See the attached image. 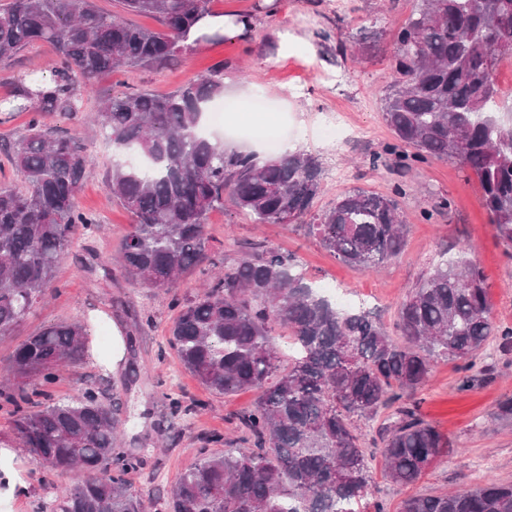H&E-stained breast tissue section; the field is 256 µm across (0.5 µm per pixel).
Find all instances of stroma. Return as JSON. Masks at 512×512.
I'll use <instances>...</instances> for the list:
<instances>
[{
    "instance_id": "35a3bbf8",
    "label": "stroma",
    "mask_w": 512,
    "mask_h": 512,
    "mask_svg": "<svg viewBox=\"0 0 512 512\" xmlns=\"http://www.w3.org/2000/svg\"><path fill=\"white\" fill-rule=\"evenodd\" d=\"M413 6L414 0H212L213 10L228 19L249 16L251 28L229 29L223 39L203 40L159 71L127 69L101 75L95 94L107 97L129 89L168 93L220 65L225 100L241 106L230 115L233 125L264 127L279 135L280 150L302 151L321 162L323 191L314 202L315 211L328 209L338 194L355 188L387 194L396 181L408 184L399 200L408 220L405 247L381 271L341 262L306 228L255 224L229 204L208 217L217 263L235 262L258 241L292 252L309 281L344 290L350 307H365L390 330L399 302L440 254L467 242L471 258L484 273L495 323L512 327V248L495 238L479 203L476 178L449 161L418 164L403 177L367 163L369 155L395 141L382 118L379 98L395 48L393 35ZM282 30L291 36L292 52H284L279 42ZM361 39L368 41L369 49L357 61L350 50ZM340 43L348 55L337 54ZM55 57L54 48L43 43L0 68V98L14 77L48 72ZM331 111L341 113L356 131L346 144H336L318 127L322 114ZM46 121L55 129L79 133L89 144L91 162L76 202L81 210L95 214L99 224L84 246L74 247L60 261L55 290L9 334L0 335V379L8 376L12 352L28 336L51 323H83L85 357L77 366L60 368L53 396L67 399L81 385L98 387L122 424L119 450L135 451L145 459L142 468L127 474L129 486L145 500L149 512H170L169 492L199 459L204 437L241 436L239 417L253 407L257 393H209L182 367L169 346V329L177 314L172 300L195 296L200 274L183 276L168 291L123 276L109 257L128 231L131 216L106 189L112 147L90 121L58 112ZM443 198L447 209L435 210ZM428 209L433 216L426 220L421 213ZM473 373L477 382L463 391L458 387L459 362L432 361L429 381L415 396L417 415L447 435L452 450L414 485H397L384 475L379 430L391 409L358 420L372 471L365 512H372L378 502L389 512H398L409 496L469 488L488 480L512 483V416L500 414L501 404L512 399V347L490 343L477 356ZM169 395L187 406L182 418L170 419L165 405ZM11 464L27 492L1 503L0 512H39L68 483L56 473L35 471L23 449H16Z\"/></svg>"
}]
</instances>
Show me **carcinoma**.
I'll return each instance as SVG.
<instances>
[{"mask_svg": "<svg viewBox=\"0 0 512 512\" xmlns=\"http://www.w3.org/2000/svg\"><path fill=\"white\" fill-rule=\"evenodd\" d=\"M126 14L150 16L148 29L100 11L94 0L0 3V63L38 42L57 60L50 74L11 81L0 112L27 113L25 133L0 144L20 183L0 182V335L12 331L53 289L56 268L76 231L96 219L76 205L90 162L77 134L58 135L44 114L84 111L95 81L124 68H160L187 48L191 28L212 0H117ZM381 97L382 116L402 147H391L405 174L429 159L451 161L477 178L480 205L497 238L512 247V112L497 111L496 72L512 44V0H418L394 36ZM222 69L156 95L132 90L97 102L96 121L115 159L107 186L133 222L117 250L121 272L148 288L169 290L192 272L207 276L192 298L173 299L170 344L184 368L217 395L256 390L240 418L244 435H213L176 481L172 512H361L369 464L355 419L373 418L414 396L439 357L475 365L496 326L481 269L460 257L440 259L397 308L393 336L367 310H347L310 282L295 256L258 245L232 264L212 259L207 219L230 201L255 224L289 217L342 262L373 271L397 258L407 224L397 198L353 189L312 212L323 188L319 160L304 152L261 159L227 150L202 133L210 103L224 96ZM136 153L148 168L121 156ZM287 331L291 354L274 342ZM85 326L58 322L27 337L11 359L12 383L0 386L11 430L37 466L71 479L52 512H145L126 472L143 458L128 452L112 466L119 420L91 386L69 401L51 388L59 368L83 360ZM396 410L381 428L387 477L419 481L448 456V436L416 413ZM252 447L247 448L245 444ZM400 512H512V484L411 496Z\"/></svg>", "mask_w": 512, "mask_h": 512, "instance_id": "1", "label": "carcinoma"}]
</instances>
